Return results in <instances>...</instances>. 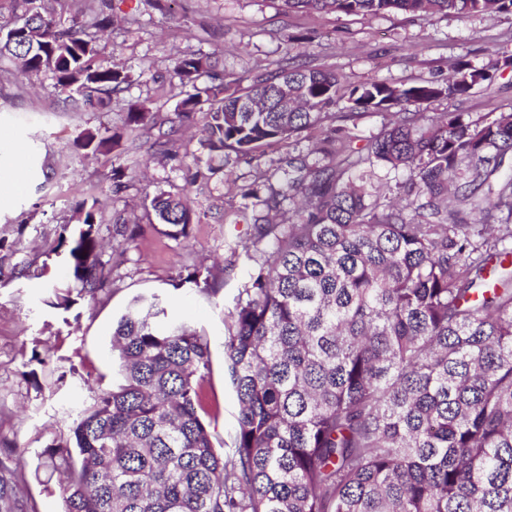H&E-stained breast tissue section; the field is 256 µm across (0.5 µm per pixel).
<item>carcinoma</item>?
<instances>
[{
	"instance_id": "carcinoma-1",
	"label": "carcinoma",
	"mask_w": 512,
	"mask_h": 512,
	"mask_svg": "<svg viewBox=\"0 0 512 512\" xmlns=\"http://www.w3.org/2000/svg\"><path fill=\"white\" fill-rule=\"evenodd\" d=\"M44 2L9 0L28 30L0 27V57L52 74L75 109L112 101L130 76L87 33L112 18L96 0H77L65 26ZM282 2L346 15L512 13V0ZM171 79L192 89L177 116L201 124L208 150L188 180L214 173L216 159L250 161L329 122L321 152L331 161L288 156L279 186L241 187L247 204L235 222L256 236L225 322L224 367L239 403L232 447H216L210 429L207 337L168 319L159 295L139 297L112 333L119 384L96 392L42 451L63 476L65 512H512V228L468 221L492 194L512 218V112L481 121L440 112L425 123L397 112L355 160L332 112L342 101L374 113L458 99L494 74L462 59L442 83L349 88L286 58L230 80L215 56L191 54L174 60ZM126 124L158 129L155 152L178 160L175 127L163 130L143 104H129ZM119 139L88 131L80 146L106 155ZM376 165L410 171L404 204L384 202ZM286 201L299 203L297 220L278 224ZM150 205L166 236L189 237L187 199L157 192ZM75 210L78 224L63 225L52 248L73 284L54 289L65 310L72 291L110 286L95 206Z\"/></svg>"
}]
</instances>
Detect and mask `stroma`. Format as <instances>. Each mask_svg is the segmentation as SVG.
<instances>
[{
	"label": "stroma",
	"instance_id": "1",
	"mask_svg": "<svg viewBox=\"0 0 512 512\" xmlns=\"http://www.w3.org/2000/svg\"><path fill=\"white\" fill-rule=\"evenodd\" d=\"M115 23L108 34V62L124 67L131 83L105 107L66 109L65 95L51 74H23L0 59V239L13 250L0 252V484L15 501V512H64L56 477L43 467L41 452L56 435L68 433L79 408L95 389L117 384L112 331L131 301L159 293L168 316L206 332L211 366L206 388L218 407L216 431L231 441L238 402L224 376V319L248 281L252 262L245 247L254 239L251 224L234 221L243 200L240 186L264 179L277 182L281 158L322 161L317 146L322 128L264 147L255 159L220 170L208 179L186 181L174 163L161 159L146 136L122 140L111 154L77 147L82 133L121 130L129 102L174 117L183 92L167 77L175 58L221 51L229 73H262L273 62H295L331 70L345 86L374 78L394 85L444 81L451 66L465 59L493 68L491 87H475L461 100L420 106L424 115L462 112L477 120L512 112V14L412 15L393 11L362 14H309L284 8L281 0H105ZM126 172L114 187L112 170ZM17 190H7L12 177ZM165 191L186 197L200 221L189 239L161 234L148 195ZM95 203L102 261H111L116 215L134 214L140 237L113 267L111 285L70 310L54 308L52 283L67 272L62 255H46L44 242L59 225L72 221L78 202ZM48 265V277L14 279L13 268ZM200 267L209 289L178 287L187 268ZM42 357V364L31 361ZM36 371L38 384L27 373Z\"/></svg>",
	"mask_w": 512,
	"mask_h": 512
}]
</instances>
